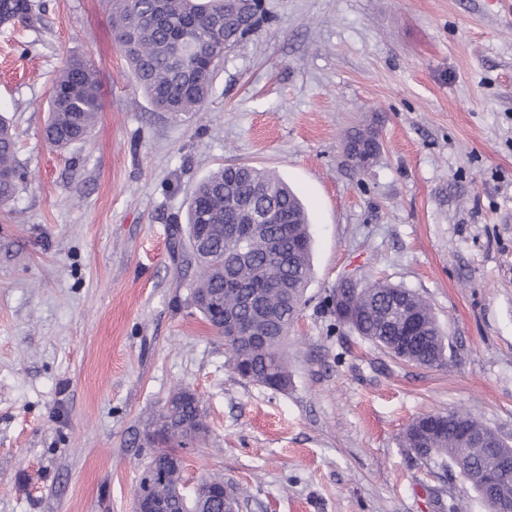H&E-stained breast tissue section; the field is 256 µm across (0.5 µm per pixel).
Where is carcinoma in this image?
Segmentation results:
<instances>
[{
    "label": "carcinoma",
    "instance_id": "carcinoma-1",
    "mask_svg": "<svg viewBox=\"0 0 512 512\" xmlns=\"http://www.w3.org/2000/svg\"><path fill=\"white\" fill-rule=\"evenodd\" d=\"M114 39L124 53L136 83L159 112L174 115L198 112L211 93L214 74L224 53L237 46L236 29L224 27V0H108ZM37 21L31 0H0V19ZM183 37L194 47L176 53L173 40ZM100 111L96 72L73 58L52 81L46 142L58 149L84 141ZM25 176L16 157L15 134L0 117V206L16 196ZM259 199L275 211L278 223L264 225L242 255L224 237V200ZM211 225L208 244L192 241L194 225ZM274 240L279 258L268 255ZM188 260L199 268L190 284L191 300L205 295L224 297V314L253 319L263 310L267 318L256 332L224 337L233 369L244 379L275 390L291 383L285 350L287 326L298 314L310 279L311 236L306 211L277 175L246 164L226 165L208 174L193 193L188 207L186 237L179 240ZM349 305L355 318L351 328L393 357L426 367L445 361V342L430 307L409 289L376 282L352 292ZM186 387L175 389L165 401L144 439L154 449L145 469L157 468L154 490L171 512H184L183 470L161 465L168 452L201 442L207 433L180 428L193 420L207 428L198 395L184 398ZM483 426L467 413L425 414L403 433L406 447L427 465L446 468L475 480L489 473L512 474V447L490 456L483 448L459 441L462 426Z\"/></svg>",
    "mask_w": 512,
    "mask_h": 512
}]
</instances>
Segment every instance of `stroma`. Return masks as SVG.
I'll return each instance as SVG.
<instances>
[{"instance_id": "stroma-1", "label": "stroma", "mask_w": 512, "mask_h": 512, "mask_svg": "<svg viewBox=\"0 0 512 512\" xmlns=\"http://www.w3.org/2000/svg\"><path fill=\"white\" fill-rule=\"evenodd\" d=\"M0 26V115L27 178L0 208V512H131L140 436L175 387L209 426L184 477L247 488L242 512H486L402 434L460 410L512 439V0H264L200 111L159 112L106 0H34ZM91 64L101 110L44 140L52 80ZM372 130L368 169L344 154ZM229 163L304 204L312 274L288 332L291 384L242 379L190 301L179 227ZM410 289L448 363L393 358L337 322L343 278Z\"/></svg>"}]
</instances>
